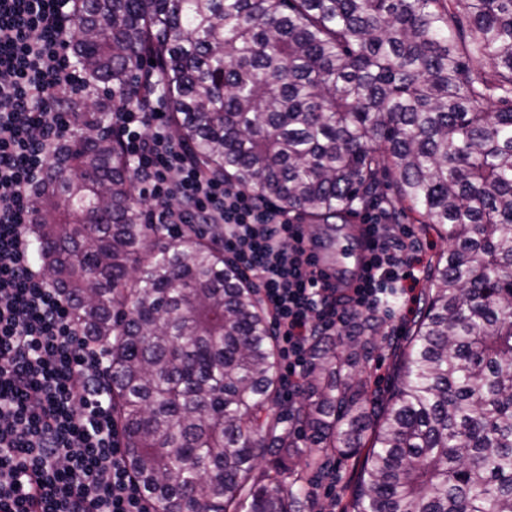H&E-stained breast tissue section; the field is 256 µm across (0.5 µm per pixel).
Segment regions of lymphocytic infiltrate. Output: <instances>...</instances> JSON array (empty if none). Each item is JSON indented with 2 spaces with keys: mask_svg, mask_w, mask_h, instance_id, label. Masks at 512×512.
I'll return each instance as SVG.
<instances>
[{
  "mask_svg": "<svg viewBox=\"0 0 512 512\" xmlns=\"http://www.w3.org/2000/svg\"><path fill=\"white\" fill-rule=\"evenodd\" d=\"M71 0H0V512H149L112 410L107 352L74 322L72 302L35 265L31 188L73 128L63 102L91 92L68 53ZM163 84L150 75L112 114L142 195L144 220L172 236L211 232L249 278L282 341L288 396L316 340L380 307L408 308L417 283L409 233L366 212L368 259L356 287L327 285L294 215L204 173L170 132Z\"/></svg>",
  "mask_w": 512,
  "mask_h": 512,
  "instance_id": "f902f5d3",
  "label": "lymphocytic infiltrate"
}]
</instances>
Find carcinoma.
I'll return each mask as SVG.
<instances>
[{"instance_id": "cac0c4a2", "label": "carcinoma", "mask_w": 512, "mask_h": 512, "mask_svg": "<svg viewBox=\"0 0 512 512\" xmlns=\"http://www.w3.org/2000/svg\"><path fill=\"white\" fill-rule=\"evenodd\" d=\"M112 97L73 104L30 236L110 354L127 465L153 512H301L295 461L362 458L348 512H512V0H74ZM202 169L324 224L368 207L448 239L388 406L364 332L322 336L280 407L253 283L197 235L160 236L108 130L143 64ZM101 206L99 224L83 222ZM99 271L92 278L91 270Z\"/></svg>"}]
</instances>
